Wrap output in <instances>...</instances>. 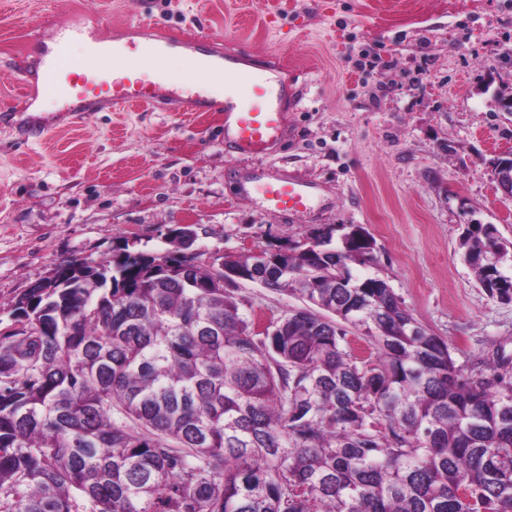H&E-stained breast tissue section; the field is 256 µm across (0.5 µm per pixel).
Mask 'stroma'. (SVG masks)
<instances>
[{
    "label": "stroma",
    "mask_w": 512,
    "mask_h": 512,
    "mask_svg": "<svg viewBox=\"0 0 512 512\" xmlns=\"http://www.w3.org/2000/svg\"><path fill=\"white\" fill-rule=\"evenodd\" d=\"M138 18L150 35L201 36L287 70L307 86L288 133L263 162L228 153L219 112L149 108L54 112L44 140L0 127V318L63 261L94 266L117 247L165 254L191 225L195 250L243 257L314 229L360 225L372 264L403 307L467 367L512 357V301L480 287L459 248L466 225H495L512 245V198L490 175L512 152V0H0V108L18 102L16 62L78 24L106 38ZM319 181L322 208L300 216L237 199L255 165ZM265 324L293 294L240 282Z\"/></svg>",
    "instance_id": "stroma-1"
}]
</instances>
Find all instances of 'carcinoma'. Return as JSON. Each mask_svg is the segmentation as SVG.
<instances>
[{
    "label": "carcinoma",
    "instance_id": "cac0c4a2",
    "mask_svg": "<svg viewBox=\"0 0 512 512\" xmlns=\"http://www.w3.org/2000/svg\"><path fill=\"white\" fill-rule=\"evenodd\" d=\"M123 246L28 289L0 333V512H512V375L453 349L333 229L230 264L308 303L261 335L224 269ZM464 235L480 285L505 263ZM377 350L360 360L348 329Z\"/></svg>",
    "mask_w": 512,
    "mask_h": 512
}]
</instances>
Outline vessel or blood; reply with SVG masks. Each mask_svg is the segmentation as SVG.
<instances>
[{"label": "vessel or blood", "instance_id": "b4317fda", "mask_svg": "<svg viewBox=\"0 0 512 512\" xmlns=\"http://www.w3.org/2000/svg\"><path fill=\"white\" fill-rule=\"evenodd\" d=\"M167 50L180 51L201 71L223 72V94H213L206 84L190 91L139 74L136 60L154 59ZM111 69L116 72L112 79L107 76ZM22 81L27 100L52 95L61 99L69 112H81L92 105L220 112L224 115L225 148L253 157L271 155L282 141L286 130L284 102L300 96L298 89L287 81L257 67L248 53H225L198 38L163 42L99 38L91 53L80 62L69 60L66 47L61 46L44 63L40 75H26ZM243 87L251 91L254 106L242 104L239 90ZM1 121L13 126L17 140L23 144L42 138L48 130L42 118L28 112L15 114L4 110L0 112ZM236 186L238 198H260L266 210L280 214L307 213L323 203L317 182L293 175L274 176L261 167L244 172Z\"/></svg>", "mask_w": 512, "mask_h": 512}]
</instances>
